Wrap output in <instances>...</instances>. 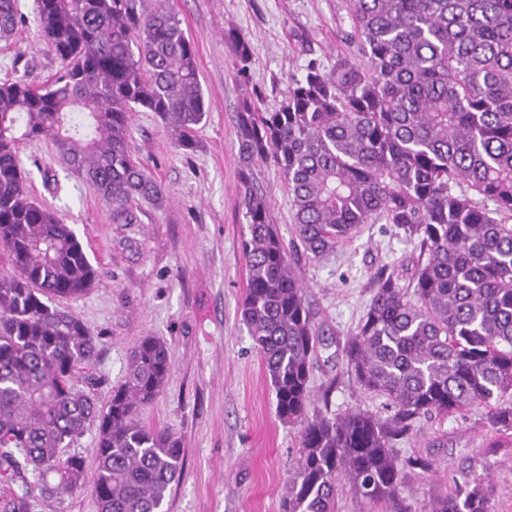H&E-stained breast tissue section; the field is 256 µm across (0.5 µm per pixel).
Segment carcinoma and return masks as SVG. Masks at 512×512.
<instances>
[{"instance_id":"cac0c4a2","label":"carcinoma","mask_w":512,"mask_h":512,"mask_svg":"<svg viewBox=\"0 0 512 512\" xmlns=\"http://www.w3.org/2000/svg\"><path fill=\"white\" fill-rule=\"evenodd\" d=\"M153 2L38 0L59 74L42 88L0 81V247L12 266L0 274V481L25 484L31 472L48 496L84 491L85 460L63 449L94 425L98 512H162L182 477L181 439L140 417L167 382L170 346L143 337L104 404L75 382L99 341L55 300L82 296L97 272L71 225L32 198L21 147L51 140L114 224L140 223L139 200L165 201L130 153L133 114L155 113L193 151L206 110L196 47ZM350 16L360 61L311 63L278 109L245 97L235 112L248 229L241 320L278 418L301 426L285 512H336L342 482L370 501L397 499L404 473L430 471L395 448L426 415L481 406L498 435L488 452L512 438V0H350ZM20 19L18 0H0L1 35ZM224 39L246 76L251 43L231 30ZM267 162L288 187V245L258 185ZM378 223L418 252L413 298L383 266L329 359L385 398L389 415L311 416V364L324 343L294 265ZM0 512H31L28 494L0 495ZM429 512H491L487 488L467 481Z\"/></svg>"}]
</instances>
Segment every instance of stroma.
I'll use <instances>...</instances> for the list:
<instances>
[{"label": "stroma", "instance_id": "obj_1", "mask_svg": "<svg viewBox=\"0 0 512 512\" xmlns=\"http://www.w3.org/2000/svg\"><path fill=\"white\" fill-rule=\"evenodd\" d=\"M23 22L0 36V79L34 85L51 80L58 59L47 51L38 25L37 0H19ZM197 50L207 116L198 147H176L151 112L136 113L130 150L165 185L162 206L143 204L138 224L110 221L108 207L59 161L51 141L26 145L22 158L34 197L72 224L97 270L94 286L61 308L79 315L100 341L96 361L81 369L99 400L125 379L129 356L142 337L171 347V372L157 399L142 413L146 426L166 428L182 440L183 476L164 512H283L288 478L300 457L298 427L282 422L259 353L240 317L247 288L242 240L234 112L246 95L263 109H278L291 78L308 63L331 68L337 58L358 59L349 0H165ZM235 29L252 43L247 78H240L224 41ZM56 185L46 186V177ZM261 185L271 219L291 239L293 214L287 186L274 165ZM417 254L390 224H365L351 239L296 269L308 288L310 312L325 342L355 330L371 297L370 278L395 266L409 283ZM309 413L338 414L361 407L386 414L382 397L360 390L327 350L312 360ZM483 408L418 420L398 446L401 455L429 459L433 470L410 476L397 503L339 493L336 512H428L456 484L479 477L491 492L493 512H512V447L488 453L493 438Z\"/></svg>", "mask_w": 512, "mask_h": 512}]
</instances>
